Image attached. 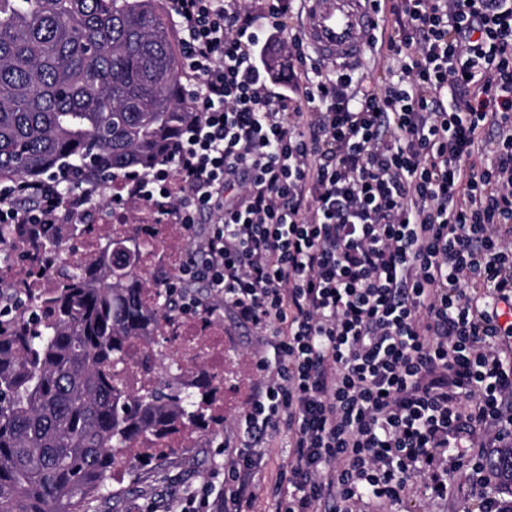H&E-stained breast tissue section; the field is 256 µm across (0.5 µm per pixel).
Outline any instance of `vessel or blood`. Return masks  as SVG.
Wrapping results in <instances>:
<instances>
[{"instance_id":"vessel-or-blood-1","label":"vessel or blood","mask_w":512,"mask_h":512,"mask_svg":"<svg viewBox=\"0 0 512 512\" xmlns=\"http://www.w3.org/2000/svg\"><path fill=\"white\" fill-rule=\"evenodd\" d=\"M302 35L322 58L352 63L375 32L377 15L371 0H302Z\"/></svg>"}]
</instances>
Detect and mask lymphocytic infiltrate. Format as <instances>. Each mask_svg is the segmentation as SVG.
<instances>
[{"label": "lymphocytic infiltrate", "mask_w": 512, "mask_h": 512, "mask_svg": "<svg viewBox=\"0 0 512 512\" xmlns=\"http://www.w3.org/2000/svg\"><path fill=\"white\" fill-rule=\"evenodd\" d=\"M195 117L148 174L61 191L0 185V224H175L181 317L227 313L257 339L224 440V489L167 512H253L264 447L292 450L278 512H394L420 485L480 512L512 447V0H382V76L335 70L298 0H171ZM281 47L288 73L267 56Z\"/></svg>", "instance_id": "obj_1"}]
</instances>
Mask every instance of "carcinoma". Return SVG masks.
Listing matches in <instances>:
<instances>
[{
    "instance_id": "carcinoma-1",
    "label": "carcinoma",
    "mask_w": 512,
    "mask_h": 512,
    "mask_svg": "<svg viewBox=\"0 0 512 512\" xmlns=\"http://www.w3.org/2000/svg\"><path fill=\"white\" fill-rule=\"evenodd\" d=\"M158 0H0V181L66 171L97 181L148 170L193 118ZM75 226L0 224V246L64 250ZM130 224L59 268L54 288L0 317V512H81L154 440L216 419L209 374L130 391L114 379L136 349L153 367L168 305L151 301ZM512 494V448L496 451Z\"/></svg>"
}]
</instances>
